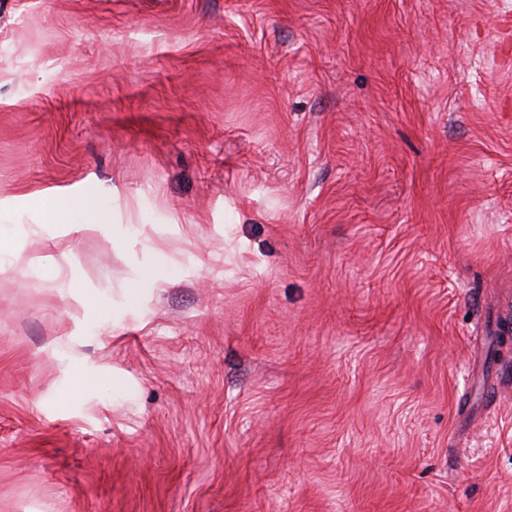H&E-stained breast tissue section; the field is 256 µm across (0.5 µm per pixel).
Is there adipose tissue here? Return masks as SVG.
I'll return each instance as SVG.
<instances>
[{"instance_id":"ef3b65f1","label":"adipose tissue","mask_w":512,"mask_h":512,"mask_svg":"<svg viewBox=\"0 0 512 512\" xmlns=\"http://www.w3.org/2000/svg\"><path fill=\"white\" fill-rule=\"evenodd\" d=\"M32 221L15 223L10 211L0 210V271L11 268L25 247L44 243L60 236L86 231H116L117 235H137L136 227L112 228L106 214L94 202H79L66 194H42L31 204Z\"/></svg>"}]
</instances>
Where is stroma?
Masks as SVG:
<instances>
[{"label": "stroma", "mask_w": 512, "mask_h": 512, "mask_svg": "<svg viewBox=\"0 0 512 512\" xmlns=\"http://www.w3.org/2000/svg\"><path fill=\"white\" fill-rule=\"evenodd\" d=\"M61 190L139 234L27 246L79 341L0 273V512H512V0H0V206ZM26 271L30 276L53 283L61 294L81 296L80 287L68 275L66 267L51 254L30 258ZM56 355L60 361L67 362L66 367L69 376L66 385L58 393V400L62 403H68L81 394L84 388L89 385V383H86L88 381L87 377H90L88 375L94 376L95 370L88 365L82 368L78 367L70 360V355L66 353L57 352Z\"/></svg>", "instance_id": "1"}]
</instances>
